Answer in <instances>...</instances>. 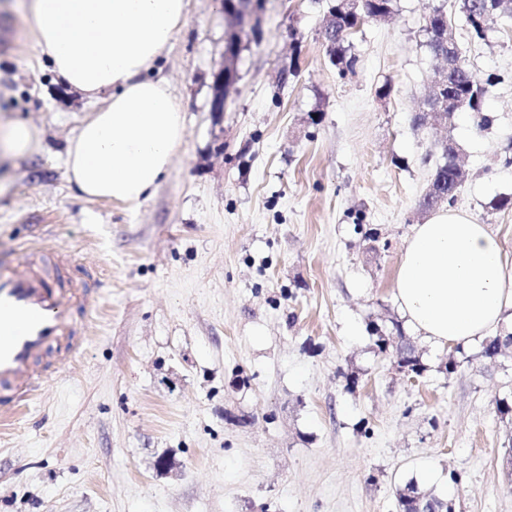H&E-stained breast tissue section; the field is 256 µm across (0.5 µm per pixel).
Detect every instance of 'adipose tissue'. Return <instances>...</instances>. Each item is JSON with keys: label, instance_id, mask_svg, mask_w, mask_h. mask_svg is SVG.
Instances as JSON below:
<instances>
[{"label": "adipose tissue", "instance_id": "obj_1", "mask_svg": "<svg viewBox=\"0 0 512 512\" xmlns=\"http://www.w3.org/2000/svg\"><path fill=\"white\" fill-rule=\"evenodd\" d=\"M186 7V0H0V8L25 14L61 84L96 104L65 150L69 182L84 196L138 205L169 172L185 117L154 72ZM40 150L36 127L0 123L1 153L24 158ZM395 296L422 340L480 342L512 311V263L487 225L449 207L415 225Z\"/></svg>", "mask_w": 512, "mask_h": 512}]
</instances>
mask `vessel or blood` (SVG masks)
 I'll return each mask as SVG.
<instances>
[{
    "instance_id": "obj_1",
    "label": "vessel or blood",
    "mask_w": 512,
    "mask_h": 512,
    "mask_svg": "<svg viewBox=\"0 0 512 512\" xmlns=\"http://www.w3.org/2000/svg\"><path fill=\"white\" fill-rule=\"evenodd\" d=\"M90 276L54 285L40 260L23 269L0 260V421L9 422L80 346V322L92 298Z\"/></svg>"
}]
</instances>
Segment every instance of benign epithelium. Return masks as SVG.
Listing matches in <instances>:
<instances>
[{"mask_svg":"<svg viewBox=\"0 0 512 512\" xmlns=\"http://www.w3.org/2000/svg\"><path fill=\"white\" fill-rule=\"evenodd\" d=\"M265 0H226L224 17L227 22V43L231 47L224 50V61L212 73V112L219 117L224 112L226 102L234 90L237 80L235 61L237 46L246 29L255 27V21L262 10ZM447 72H442L434 81L433 93L427 95L430 103L423 112L417 113L420 127L426 131H437L448 124V107L451 100H446L438 93L439 86L446 81Z\"/></svg>","mask_w":512,"mask_h":512,"instance_id":"benign-epithelium-1","label":"benign epithelium"}]
</instances>
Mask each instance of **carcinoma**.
<instances>
[{
	"label": "carcinoma",
	"instance_id": "carcinoma-1",
	"mask_svg": "<svg viewBox=\"0 0 512 512\" xmlns=\"http://www.w3.org/2000/svg\"><path fill=\"white\" fill-rule=\"evenodd\" d=\"M324 27L335 26L326 34L324 43L331 64L336 73L343 78L356 71L358 56L351 52L348 38L369 22L380 21L394 11V0H359L354 4H344L341 0H325ZM458 13L463 18L470 36L474 39L487 38L488 20L501 15L512 18V0H469V3L458 2ZM422 31L426 36V46L433 56L441 55L448 59V54H461L460 47L452 34L451 16L448 15L447 0H438L423 17ZM449 93L452 97L465 101L463 110L471 114L474 125L480 129L491 123V118L484 109L486 88L478 84L469 70L461 66L452 71L448 77ZM442 162L437 164L434 174L437 176L438 189L445 197L439 203H431L428 198L421 197L418 205L430 213L446 205L454 204L459 187L462 183L457 158L458 147H441ZM374 346L382 355L391 354L404 373L412 378H418L425 371L419 354L413 346L406 342V336L400 324L393 322L391 326L370 327ZM512 347V334L502 337L494 336L484 341L482 356L494 358L503 350ZM454 512L451 501L419 490L416 483H408L398 491L396 497V512Z\"/></svg>",
	"mask_w": 512,
	"mask_h": 512
}]
</instances>
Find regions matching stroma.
I'll return each instance as SVG.
<instances>
[{"label":"stroma","mask_w":512,"mask_h":512,"mask_svg":"<svg viewBox=\"0 0 512 512\" xmlns=\"http://www.w3.org/2000/svg\"><path fill=\"white\" fill-rule=\"evenodd\" d=\"M432 3L396 0L365 25L342 79L322 0H266L218 120L224 12L188 0L161 66L186 137L137 207L73 190L62 157L93 105L56 82L20 14L0 13V122L42 130L39 154L0 160V247L19 263L32 244L65 249L97 283L68 371L0 432V512H395L411 481L455 512H512V419L495 406L512 398V348L491 360L420 340L411 379L369 332L400 318L396 269L440 159L439 132L413 125L437 66ZM452 28L492 118L451 120L455 206L512 260V210L490 207L512 194V23L483 41L460 16Z\"/></svg>","instance_id":"stroma-1"}]
</instances>
